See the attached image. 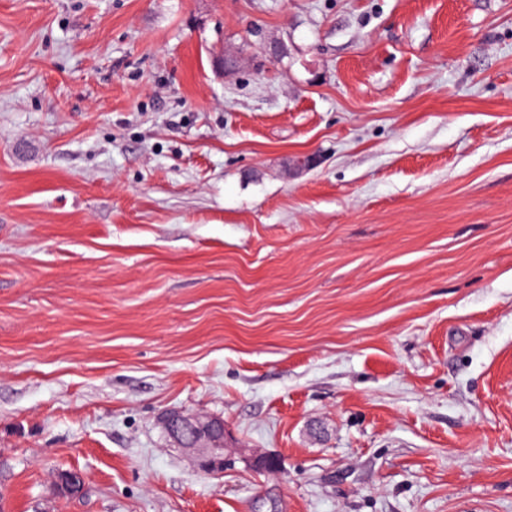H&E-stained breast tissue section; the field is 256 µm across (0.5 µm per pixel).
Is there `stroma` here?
<instances>
[{
	"instance_id": "35a3bbf8",
	"label": "stroma",
	"mask_w": 512,
	"mask_h": 512,
	"mask_svg": "<svg viewBox=\"0 0 512 512\" xmlns=\"http://www.w3.org/2000/svg\"><path fill=\"white\" fill-rule=\"evenodd\" d=\"M0 512H512V0H0ZM161 424L173 445L199 470L211 474L224 472L230 461L227 451L232 446L229 444L232 438L222 418L169 410L161 416ZM186 425L195 432L191 442H186L181 435V427Z\"/></svg>"
}]
</instances>
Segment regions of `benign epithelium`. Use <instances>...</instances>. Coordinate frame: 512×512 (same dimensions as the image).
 I'll use <instances>...</instances> for the list:
<instances>
[{
    "label": "benign epithelium",
    "mask_w": 512,
    "mask_h": 512,
    "mask_svg": "<svg viewBox=\"0 0 512 512\" xmlns=\"http://www.w3.org/2000/svg\"><path fill=\"white\" fill-rule=\"evenodd\" d=\"M242 62V53L227 49L224 64L219 69L230 76L239 70ZM161 424L173 445L181 449L199 470L211 474L224 472L232 441L224 419L169 410L161 416Z\"/></svg>",
    "instance_id": "1"
}]
</instances>
